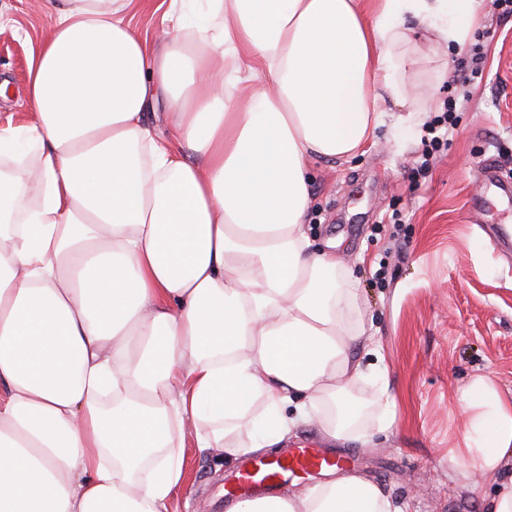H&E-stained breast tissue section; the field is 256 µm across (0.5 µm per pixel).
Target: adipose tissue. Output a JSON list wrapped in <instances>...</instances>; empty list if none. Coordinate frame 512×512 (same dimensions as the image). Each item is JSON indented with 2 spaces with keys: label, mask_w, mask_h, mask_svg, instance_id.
Returning a JSON list of instances; mask_svg holds the SVG:
<instances>
[{
  "label": "adipose tissue",
  "mask_w": 512,
  "mask_h": 512,
  "mask_svg": "<svg viewBox=\"0 0 512 512\" xmlns=\"http://www.w3.org/2000/svg\"><path fill=\"white\" fill-rule=\"evenodd\" d=\"M135 2L47 0L31 119L0 128L35 153L0 168V512H168L190 440L228 461L310 424L368 444L360 384L395 420L349 271L307 233L309 165L364 151L381 102L424 111L412 25L464 46L476 0H172L152 45ZM462 402L454 458L512 466V400L478 377ZM228 512L402 509L341 475Z\"/></svg>",
  "instance_id": "1"
}]
</instances>
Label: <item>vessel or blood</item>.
Listing matches in <instances>:
<instances>
[{
    "label": "vessel or blood",
    "mask_w": 512,
    "mask_h": 512,
    "mask_svg": "<svg viewBox=\"0 0 512 512\" xmlns=\"http://www.w3.org/2000/svg\"><path fill=\"white\" fill-rule=\"evenodd\" d=\"M335 458L315 448H298L274 461H252L241 470L231 499L243 501L291 476L335 465Z\"/></svg>",
    "instance_id": "obj_1"
}]
</instances>
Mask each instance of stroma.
<instances>
[{"label":"stroma","instance_id":"1","mask_svg":"<svg viewBox=\"0 0 512 512\" xmlns=\"http://www.w3.org/2000/svg\"><path fill=\"white\" fill-rule=\"evenodd\" d=\"M53 23L37 0H0V120H29L24 98L28 59ZM472 49L434 52L417 37L410 81L429 99L427 111L402 119L383 103L382 123L365 154L337 166L312 164L310 234L336 254L356 279L353 317L368 347H381L395 422L368 447L332 445L317 428L297 431L288 445H314L344 457L345 471L377 484L406 512H490L502 486L486 478L474 497L451 449L460 447L467 417L459 396L476 376L512 396V254L492 227L512 222V205L486 188L494 160L512 180V17L477 0ZM486 56L481 77L460 84L473 48ZM454 112L429 163L425 142L445 102ZM239 463L188 448L183 492L170 512H225Z\"/></svg>","mask_w":512,"mask_h":512}]
</instances>
